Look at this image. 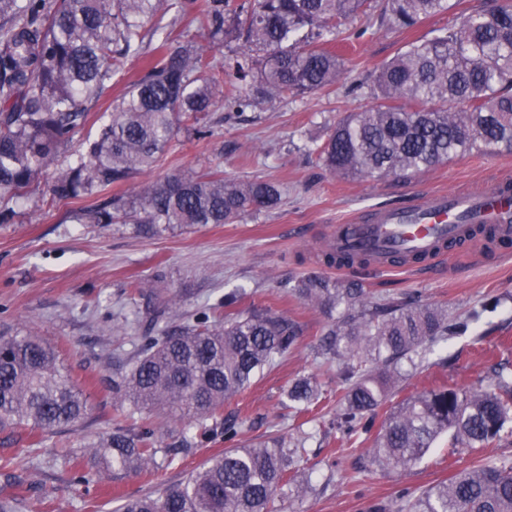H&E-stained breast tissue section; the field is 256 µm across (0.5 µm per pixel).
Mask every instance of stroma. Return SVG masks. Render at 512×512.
<instances>
[{
	"instance_id": "obj_1",
	"label": "stroma",
	"mask_w": 512,
	"mask_h": 512,
	"mask_svg": "<svg viewBox=\"0 0 512 512\" xmlns=\"http://www.w3.org/2000/svg\"><path fill=\"white\" fill-rule=\"evenodd\" d=\"M456 12L427 18L407 30L381 24L375 10L353 16L341 32L356 31L360 37L337 42L343 74L334 86L242 111L224 107L202 114L212 136L198 139L179 132L138 183L184 170L217 169L228 179L273 182L280 200L233 224L185 228L158 239L139 237L128 224L104 230L71 222L67 206L50 195L55 169L69 164L80 143L109 120L112 99L144 64L140 57L127 61L89 122L15 204L13 221L0 223V331L50 343L92 408L81 426L44 439L24 429L0 431V496L17 495V512H115L121 498L160 494L224 450L218 438L174 466L131 478L107 475L86 485L74 482L67 467L51 460L57 450L87 456L90 444L123 424L124 412L112 399V380L131 366L138 352L153 293L177 295L176 325L202 315L223 319L255 307L301 325L298 349L224 403L225 416L248 420L250 436L263 437L276 429L291 438L313 433L309 487L284 496L280 512H369L375 504L401 512L413 495L459 471L486 460L512 463L510 435L474 452L449 448L443 437L411 469L389 471L371 459L372 434L358 433L350 445L330 429L333 406L324 408L317 423L280 418L282 393L295 379L310 376L332 388L338 383L318 349L325 316L288 290L290 283L311 273L338 281L356 279L376 300L410 296L445 308L449 317L469 320L465 333L435 345L422 365H401L396 390L378 410V419L423 389L477 388L487 385L493 366L512 365V253L504 246L478 235L417 271L367 267L350 273L321 263L330 225L433 191L478 190L500 178L512 179L508 152L474 150L407 181L392 176L342 178L318 159L316 148L337 121L372 105L377 67L409 43L438 35ZM134 281L142 283V293H132ZM233 291L240 292V301L223 306L225 294Z\"/></svg>"
}]
</instances>
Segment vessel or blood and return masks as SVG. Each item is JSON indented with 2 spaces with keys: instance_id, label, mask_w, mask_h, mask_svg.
I'll list each match as a JSON object with an SVG mask.
<instances>
[{
  "instance_id": "obj_1",
  "label": "vessel or blood",
  "mask_w": 512,
  "mask_h": 512,
  "mask_svg": "<svg viewBox=\"0 0 512 512\" xmlns=\"http://www.w3.org/2000/svg\"><path fill=\"white\" fill-rule=\"evenodd\" d=\"M494 225L500 236L512 238V184L503 182L485 191L468 194H434L416 203L394 205L377 212L371 222L356 219L337 225L330 247L375 256L387 267L392 253L428 260L437 256L444 242H468L474 224Z\"/></svg>"
}]
</instances>
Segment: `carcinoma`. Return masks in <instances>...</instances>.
<instances>
[{
    "label": "carcinoma",
    "mask_w": 512,
    "mask_h": 512,
    "mask_svg": "<svg viewBox=\"0 0 512 512\" xmlns=\"http://www.w3.org/2000/svg\"><path fill=\"white\" fill-rule=\"evenodd\" d=\"M160 0H0V223L12 220L23 198L58 150L86 124L128 57L157 39L159 56L112 106V119L82 144L50 186L57 203L95 199L77 221L130 224L143 238L176 228L234 223L278 202L274 185L234 181L218 172H178L134 196L110 194L152 168L184 125L212 135L198 114L217 104L236 108L273 97L323 90L342 75V59L324 47L344 21L373 0H175L197 8L213 44L237 43L232 78L214 70L194 38L176 22L147 30ZM450 0H381L380 19L412 28L444 13ZM375 104L352 112L330 132L319 154L342 177L421 174L474 149L512 151V0L461 14L438 36L418 40L383 63ZM330 267H366L373 257L327 249ZM328 318L320 354L336 364L342 395L336 430L352 436L391 396L397 365L423 360L433 345L465 322L412 300L374 301L356 281L340 287L320 274L290 289ZM168 300L152 314L155 335L141 337L130 370L112 380L113 398L143 425H120L91 446L89 467L76 480L91 483L171 466L199 444L224 436L228 448L210 457L162 495L132 497L119 512H275L285 491L307 488L301 467L307 434L297 442L274 433L247 436V421L224 418V401L251 386L295 350L301 328L268 309H252L220 324L202 320L171 326ZM322 385L300 378L284 392V408L316 414ZM91 407L55 348L37 336L0 332V429L28 428L43 436L79 426ZM184 423L175 440L150 417ZM512 425V372H497L492 388L442 387L403 400L381 423L373 462L407 470L443 433L452 447L482 448ZM409 512H512V466L487 462L420 491Z\"/></svg>",
    "instance_id": "1"
}]
</instances>
